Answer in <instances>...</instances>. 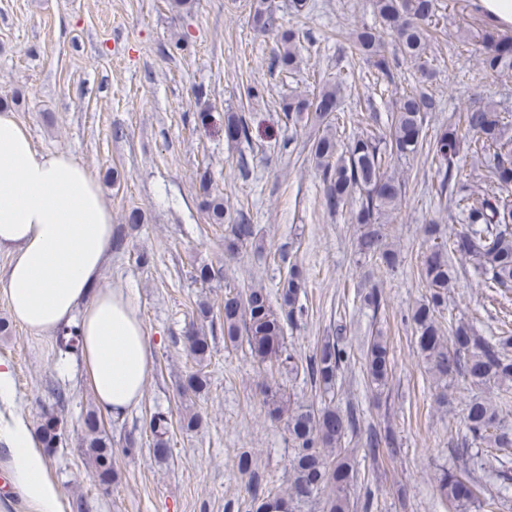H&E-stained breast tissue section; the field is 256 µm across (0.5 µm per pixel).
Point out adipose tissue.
<instances>
[{
    "label": "adipose tissue",
    "instance_id": "ef3b65f1",
    "mask_svg": "<svg viewBox=\"0 0 512 512\" xmlns=\"http://www.w3.org/2000/svg\"><path fill=\"white\" fill-rule=\"evenodd\" d=\"M112 212L87 169L38 151L14 115L0 113V251L10 261L0 293L16 322L39 335L78 323L85 380L104 414L120 417L143 393L152 355L130 297L100 287L112 252ZM15 476L39 512H61L39 441L8 431Z\"/></svg>",
    "mask_w": 512,
    "mask_h": 512
}]
</instances>
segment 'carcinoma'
Returning a JSON list of instances; mask_svg holds the SVG:
<instances>
[{"mask_svg": "<svg viewBox=\"0 0 512 512\" xmlns=\"http://www.w3.org/2000/svg\"><path fill=\"white\" fill-rule=\"evenodd\" d=\"M374 23L353 33L351 53L371 65L374 80L384 87L393 83L390 62L383 50L380 33L395 36L402 55L420 62L431 41L442 31L440 21L448 5L440 0H372ZM255 27L266 31L273 27L274 13L270 0H251ZM299 29L279 33L280 47L273 61L281 72L299 69L296 51ZM479 63L486 76L495 78L512 74V35L486 28L479 36ZM344 84L341 78L327 82L317 92L296 94L282 102L288 119L322 123L341 111ZM437 109L432 92L419 80L402 95L391 118L390 134L385 138L373 130L352 135L346 150L337 152L336 139L322 135L313 142L312 151L322 168L323 196L326 208L336 212L355 203V222L361 225L356 238V253L378 270L391 274L397 267L395 254L387 248L380 228L383 215L400 203L404 183L389 172L393 158L415 155L423 150L431 154L434 184L439 199L450 202L460 229L443 239L435 224L424 225L423 232L432 241L419 276L429 288V298L417 305L408 316L417 333L418 352L427 372L442 388L448 379L461 376L475 386L494 388L497 399L474 398L466 404V434L455 452L462 465L441 471L437 478L441 498L457 512H470L485 506L496 509L499 498L481 499L472 469L487 465L491 455L482 448H512V431L502 425L503 409L512 407V334L481 336L465 323H449L453 348L441 336L436 314L445 306L448 288L456 280L457 270L449 256L473 262L484 287L504 296L512 291V134L500 103L487 97L459 112L448 128L426 139L427 113ZM224 137L230 142L249 139V126L239 116L230 114L224 121ZM480 160L486 172L488 188L479 192L471 187L464 173L463 158ZM202 205L213 224L225 221L224 197L213 188L207 174L200 179ZM232 252L254 238L250 224H234ZM299 272L291 269L280 288V310L272 307L263 288H253L244 297L224 300V343L235 346L246 339L252 354L261 362L288 364V372L303 375L325 392L334 389L340 368L351 359V351L338 340L322 344L306 364L297 363L287 352L284 342L285 323L293 322L299 302ZM190 351L202 362L209 354L208 338L200 329L185 336ZM367 378L376 387L386 385L390 361L386 342L379 336L367 340L364 353ZM268 418L286 421L292 443L291 481L288 498L307 503L321 493L322 512H348L347 493L354 478L350 459L342 452V439L359 429L353 411L343 412L332 406H314L298 402L278 390L264 392ZM86 454L94 465L100 483L112 485L114 472L112 445L103 435L101 419L86 414ZM169 428L168 416L156 412L150 416L149 430L154 437L153 453L165 458L169 453L164 436ZM365 445L371 456L382 448H396L392 432L371 430Z\"/></svg>", "mask_w": 512, "mask_h": 512, "instance_id": "1", "label": "carcinoma"}]
</instances>
